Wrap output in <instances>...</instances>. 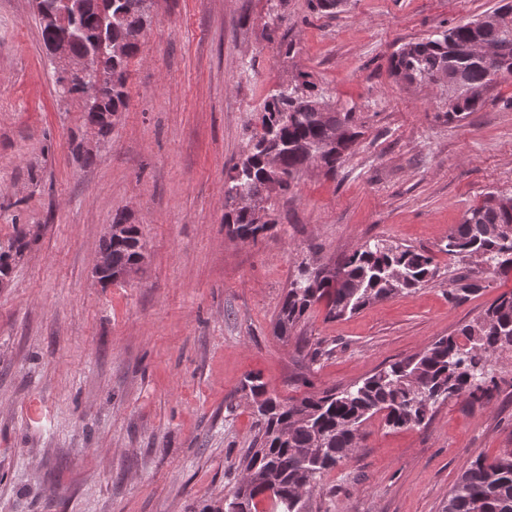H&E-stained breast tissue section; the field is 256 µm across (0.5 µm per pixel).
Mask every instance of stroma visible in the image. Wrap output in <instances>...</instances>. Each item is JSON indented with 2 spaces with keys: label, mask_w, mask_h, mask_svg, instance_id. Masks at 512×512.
<instances>
[{
  "label": "stroma",
  "mask_w": 512,
  "mask_h": 512,
  "mask_svg": "<svg viewBox=\"0 0 512 512\" xmlns=\"http://www.w3.org/2000/svg\"><path fill=\"white\" fill-rule=\"evenodd\" d=\"M499 4L345 0L325 16L309 0H158L126 107L85 167L83 105L54 90L32 0H0V246L33 233L0 289V512H205L232 494L257 433L247 375L289 402L343 389L512 291V275L484 273L451 302L477 266L442 250L485 193L512 195V76L449 121L435 87L389 68L402 43ZM301 74L353 113L359 137L335 172L308 170L277 199L270 234L241 243L224 226L225 178L266 97ZM118 212L146 260L104 286L93 268ZM377 239L427 251L434 281L342 319L317 304L275 336L300 263ZM493 374L488 397L446 401L428 424L365 422L312 512H443L473 460L512 448V353Z\"/></svg>",
  "instance_id": "obj_1"
}]
</instances>
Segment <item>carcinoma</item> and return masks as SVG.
<instances>
[{
  "label": "carcinoma",
  "instance_id": "obj_1",
  "mask_svg": "<svg viewBox=\"0 0 512 512\" xmlns=\"http://www.w3.org/2000/svg\"><path fill=\"white\" fill-rule=\"evenodd\" d=\"M152 18L149 0H86V9L72 20L71 48L77 54L96 50L105 54L107 42L129 40ZM474 44L498 47L502 76L512 75V34L481 20L452 26L438 34L402 44L390 57L391 74L408 85H431L446 78L444 115L459 119L474 111L481 90L491 83L488 66L463 49ZM127 52L104 58L102 73L71 81L61 94L80 97L87 85L99 87L100 111L126 105ZM358 136L350 112H338L304 76L266 98L261 131L224 181V223L241 240L257 241L276 226L275 198L287 194L303 169L316 164L329 171ZM489 192L471 207L448 234L444 251L467 260L482 255L493 273L512 274V205L496 202ZM114 224L124 234L104 238L99 250L112 256V269L125 270L143 258L144 244L137 227L121 213ZM31 232L20 230L0 248V276H7L16 259L29 247ZM436 275L432 257L383 240L365 242L344 256L334 268L318 273L301 266L289 283L275 321V333L287 338L308 311L326 302V317L341 319L370 305L431 282ZM451 300L463 302L482 288L477 278L458 277ZM461 336H442L418 353L391 363L344 389H329L284 403L269 395L267 384L249 376L257 408L258 432L243 459L244 476L234 494L243 495L239 512H259L257 492L271 477L279 479L270 495L271 512H309L308 503L295 495L299 487H317L324 473L352 458L363 439L361 427L380 414L392 428L416 426L433 415L434 407L468 396L478 400L490 392L493 356L512 352V292L495 299L476 321L460 329ZM445 512H512V449L487 461L477 458L448 494Z\"/></svg>",
  "mask_w": 512,
  "mask_h": 512
}]
</instances>
